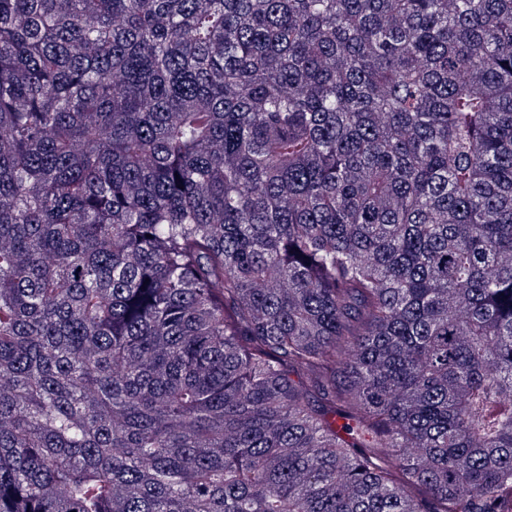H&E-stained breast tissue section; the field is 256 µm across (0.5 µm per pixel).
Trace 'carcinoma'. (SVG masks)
Listing matches in <instances>:
<instances>
[{"mask_svg": "<svg viewBox=\"0 0 512 512\" xmlns=\"http://www.w3.org/2000/svg\"><path fill=\"white\" fill-rule=\"evenodd\" d=\"M0 512H512V0H0Z\"/></svg>", "mask_w": 512, "mask_h": 512, "instance_id": "cac0c4a2", "label": "carcinoma"}]
</instances>
